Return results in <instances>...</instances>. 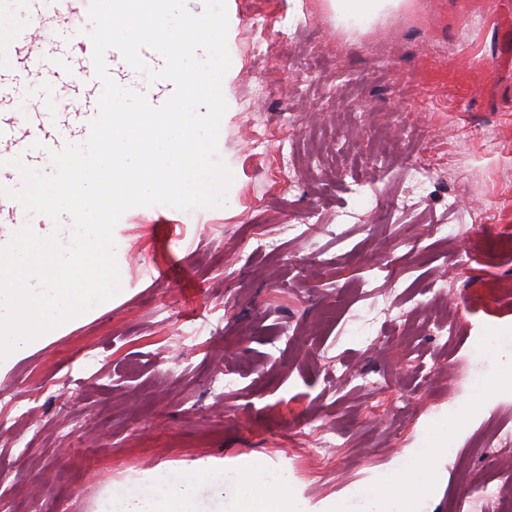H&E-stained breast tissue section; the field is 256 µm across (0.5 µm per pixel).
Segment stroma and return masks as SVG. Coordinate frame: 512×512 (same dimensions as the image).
Returning <instances> with one entry per match:
<instances>
[{
    "label": "stroma",
    "instance_id": "stroma-1",
    "mask_svg": "<svg viewBox=\"0 0 512 512\" xmlns=\"http://www.w3.org/2000/svg\"><path fill=\"white\" fill-rule=\"evenodd\" d=\"M333 16L330 0H234L227 201L127 213L114 231L123 293L0 374L9 512H95L136 472L259 455L309 504L361 505L493 370L478 344L512 329V255L468 257L472 225L512 226V0H405L352 28L367 52L337 51ZM347 128L396 138L398 165H356ZM420 157L432 178L392 211ZM490 276L504 292L487 311L470 295ZM416 310L447 315L454 340L407 330ZM305 421L332 441L325 459ZM452 445L462 454L442 460L422 512H449L466 482L498 492L466 512H505L512 393Z\"/></svg>",
    "mask_w": 512,
    "mask_h": 512
}]
</instances>
